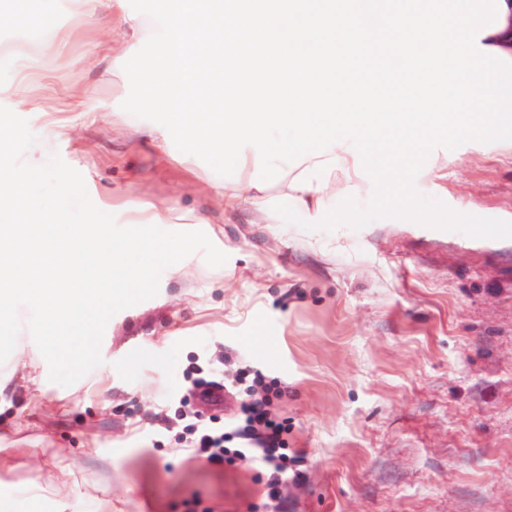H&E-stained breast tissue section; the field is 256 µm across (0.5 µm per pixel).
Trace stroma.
I'll list each match as a JSON object with an SVG mask.
<instances>
[{
	"instance_id": "obj_1",
	"label": "stroma",
	"mask_w": 512,
	"mask_h": 512,
	"mask_svg": "<svg viewBox=\"0 0 512 512\" xmlns=\"http://www.w3.org/2000/svg\"><path fill=\"white\" fill-rule=\"evenodd\" d=\"M31 41L18 40L27 29ZM110 10L39 0L0 24V106L27 120L43 159L79 171L94 204L126 225L125 204L170 210L227 254L190 276L164 270L156 296L109 320L103 362L71 386L49 379L35 343L0 363V501L9 512H266V477L191 457L170 418L225 417L187 394L194 367L262 371L287 386L276 412L306 479L288 512H512V239L404 219L307 232L228 212L223 176L179 151L155 122L123 112ZM415 186L475 215L512 221V153L466 142L436 149ZM205 225H197V218ZM47 492L31 506L25 488Z\"/></svg>"
}]
</instances>
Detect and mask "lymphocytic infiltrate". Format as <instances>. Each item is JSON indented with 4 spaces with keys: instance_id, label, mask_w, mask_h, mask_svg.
Instances as JSON below:
<instances>
[{
    "instance_id": "f902f5d3",
    "label": "lymphocytic infiltrate",
    "mask_w": 512,
    "mask_h": 512,
    "mask_svg": "<svg viewBox=\"0 0 512 512\" xmlns=\"http://www.w3.org/2000/svg\"><path fill=\"white\" fill-rule=\"evenodd\" d=\"M192 385L198 395H208L215 386L240 395L237 413L224 423L198 418L186 424L192 454L214 466L246 465L261 471L267 478L271 512H286L284 489L303 482L305 475L299 467L304 456L289 454L288 424L273 411V402L282 398L283 388L246 369L227 378L218 364L212 365L206 376L193 379Z\"/></svg>"
}]
</instances>
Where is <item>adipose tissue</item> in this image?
<instances>
[{
    "instance_id": "1",
    "label": "adipose tissue",
    "mask_w": 512,
    "mask_h": 512,
    "mask_svg": "<svg viewBox=\"0 0 512 512\" xmlns=\"http://www.w3.org/2000/svg\"><path fill=\"white\" fill-rule=\"evenodd\" d=\"M245 166L240 179L221 186L225 210L247 209L260 224L276 223L275 202L285 200L307 218L321 216L329 199L336 195V173H352L354 158L340 148L322 156L305 157L302 164L292 168L277 185L276 193L259 190L252 186L250 178L254 172V150L246 148Z\"/></svg>"
}]
</instances>
